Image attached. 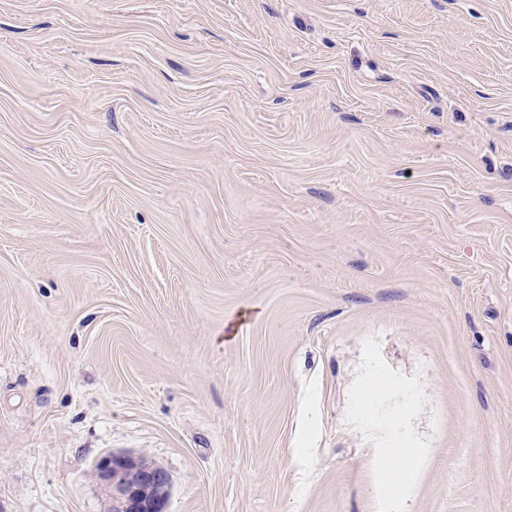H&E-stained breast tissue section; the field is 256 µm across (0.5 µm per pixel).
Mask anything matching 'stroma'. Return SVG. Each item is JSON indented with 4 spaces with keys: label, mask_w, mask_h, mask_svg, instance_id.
<instances>
[{
    "label": "stroma",
    "mask_w": 512,
    "mask_h": 512,
    "mask_svg": "<svg viewBox=\"0 0 512 512\" xmlns=\"http://www.w3.org/2000/svg\"><path fill=\"white\" fill-rule=\"evenodd\" d=\"M111 453L512 512V0H0V512H112ZM387 383L382 375L376 373L367 382L363 388L358 400V410L362 414H368L373 409L374 404L385 394ZM419 458L418 448L405 442L386 448L380 470L382 497L396 498L404 491Z\"/></svg>",
    "instance_id": "1"
}]
</instances>
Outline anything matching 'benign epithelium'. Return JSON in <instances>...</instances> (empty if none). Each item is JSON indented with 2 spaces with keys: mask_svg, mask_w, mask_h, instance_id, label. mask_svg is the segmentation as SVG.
<instances>
[{
  "mask_svg": "<svg viewBox=\"0 0 512 512\" xmlns=\"http://www.w3.org/2000/svg\"><path fill=\"white\" fill-rule=\"evenodd\" d=\"M94 474L111 489L116 512H165L170 485L165 469L111 454L96 463Z\"/></svg>",
  "mask_w": 512,
  "mask_h": 512,
  "instance_id": "1",
  "label": "benign epithelium"
}]
</instances>
